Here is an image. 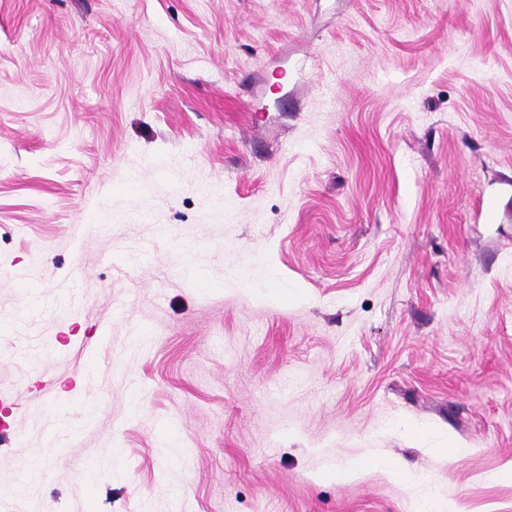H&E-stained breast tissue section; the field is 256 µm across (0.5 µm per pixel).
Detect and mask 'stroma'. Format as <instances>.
<instances>
[{"label": "stroma", "mask_w": 512, "mask_h": 512, "mask_svg": "<svg viewBox=\"0 0 512 512\" xmlns=\"http://www.w3.org/2000/svg\"><path fill=\"white\" fill-rule=\"evenodd\" d=\"M0 398V512H512V0H0Z\"/></svg>", "instance_id": "stroma-1"}]
</instances>
